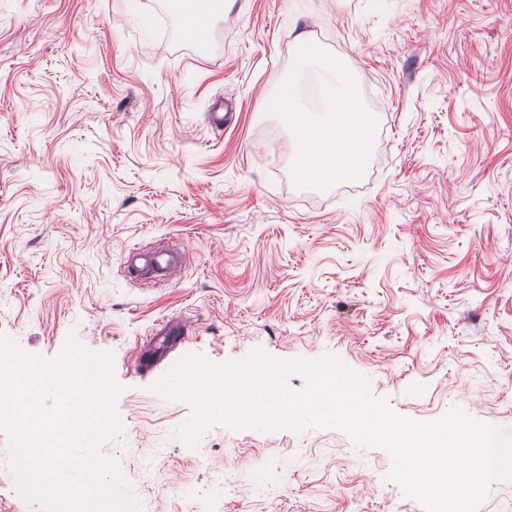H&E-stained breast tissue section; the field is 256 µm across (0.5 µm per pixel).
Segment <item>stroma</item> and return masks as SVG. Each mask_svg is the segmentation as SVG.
I'll return each instance as SVG.
<instances>
[{"label": "stroma", "mask_w": 512, "mask_h": 512, "mask_svg": "<svg viewBox=\"0 0 512 512\" xmlns=\"http://www.w3.org/2000/svg\"><path fill=\"white\" fill-rule=\"evenodd\" d=\"M306 45L378 108L361 174L326 187L272 103L318 78ZM160 237L189 252L179 283H132L122 251ZM181 314L193 336L135 371ZM0 334L112 354L103 450L142 512H187L186 487L200 512H424L384 449L221 423L192 449L191 405L151 386L189 353L332 356L401 416L512 432V0H231L202 44L169 0H0ZM193 324L186 317L163 319L148 340L136 343L132 357L136 369L143 371L162 363L171 351L184 343Z\"/></svg>", "instance_id": "obj_1"}]
</instances>
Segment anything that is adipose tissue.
<instances>
[{
    "label": "adipose tissue",
    "instance_id": "1",
    "mask_svg": "<svg viewBox=\"0 0 512 512\" xmlns=\"http://www.w3.org/2000/svg\"><path fill=\"white\" fill-rule=\"evenodd\" d=\"M320 94L321 111L307 110L292 96L278 100L275 110L292 129L299 179L327 184L356 175L369 149L370 124L345 68L323 63Z\"/></svg>",
    "mask_w": 512,
    "mask_h": 512
}]
</instances>
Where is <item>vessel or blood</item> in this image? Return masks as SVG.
I'll list each match as a JSON object with an SVG mask.
<instances>
[{
  "label": "vessel or blood",
  "instance_id": "vessel-or-blood-1",
  "mask_svg": "<svg viewBox=\"0 0 512 512\" xmlns=\"http://www.w3.org/2000/svg\"><path fill=\"white\" fill-rule=\"evenodd\" d=\"M185 259L183 246L160 240L129 247L120 265L132 281L173 283L181 278ZM192 327V320L186 317L163 319L148 340L136 344L133 350L136 369L143 371L162 363L171 351L184 343Z\"/></svg>",
  "mask_w": 512,
  "mask_h": 512
}]
</instances>
